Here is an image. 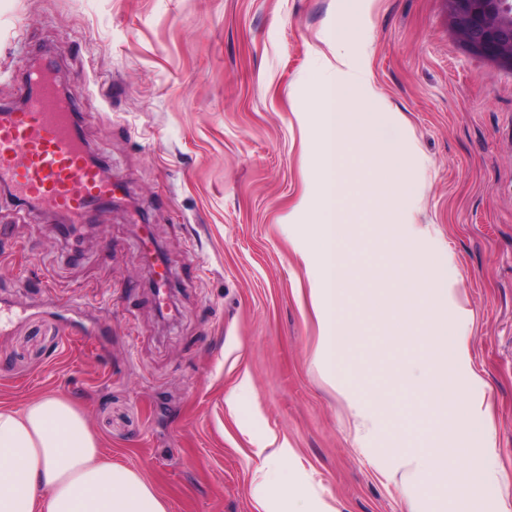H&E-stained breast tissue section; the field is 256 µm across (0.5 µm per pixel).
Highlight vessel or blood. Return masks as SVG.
Returning a JSON list of instances; mask_svg holds the SVG:
<instances>
[{"label":"vessel or blood","mask_w":512,"mask_h":512,"mask_svg":"<svg viewBox=\"0 0 512 512\" xmlns=\"http://www.w3.org/2000/svg\"><path fill=\"white\" fill-rule=\"evenodd\" d=\"M77 93L59 92L52 61L30 69L20 101L0 106V187L22 206L77 229L121 192L77 130Z\"/></svg>","instance_id":"b4317fda"}]
</instances>
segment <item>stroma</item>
<instances>
[{"mask_svg": "<svg viewBox=\"0 0 512 512\" xmlns=\"http://www.w3.org/2000/svg\"><path fill=\"white\" fill-rule=\"evenodd\" d=\"M367 67L382 124L355 142V253L344 320L358 341L328 366L304 253L324 56ZM89 80L83 138L121 178L119 206L58 238L53 217L0 190V407L52 392L106 458L169 512H502L512 506V67L473 53L448 0H0V103L33 60ZM412 183L405 223L369 183L383 142ZM171 271L161 314L131 212ZM430 256L439 325L467 343L396 335L394 242ZM447 401L424 393L429 373ZM491 407V426L477 411ZM287 439V465L256 450ZM459 448L439 492L414 457ZM508 480L465 491L474 464Z\"/></svg>", "mask_w": 512, "mask_h": 512, "instance_id": "stroma-1", "label": "stroma"}]
</instances>
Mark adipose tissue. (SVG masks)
I'll list each match as a JSON object with an SVG mask.
<instances>
[{
    "instance_id": "ef3b65f1",
    "label": "adipose tissue",
    "mask_w": 512,
    "mask_h": 512,
    "mask_svg": "<svg viewBox=\"0 0 512 512\" xmlns=\"http://www.w3.org/2000/svg\"><path fill=\"white\" fill-rule=\"evenodd\" d=\"M416 319L431 307L415 295L435 287L433 262L421 252L393 271ZM141 473L105 461L85 416L69 401L43 393L22 409L0 408V512H168Z\"/></svg>"
}]
</instances>
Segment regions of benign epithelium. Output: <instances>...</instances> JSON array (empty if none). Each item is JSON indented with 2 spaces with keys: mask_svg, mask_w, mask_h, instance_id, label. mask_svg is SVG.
I'll return each mask as SVG.
<instances>
[{
  "mask_svg": "<svg viewBox=\"0 0 512 512\" xmlns=\"http://www.w3.org/2000/svg\"><path fill=\"white\" fill-rule=\"evenodd\" d=\"M458 35L473 52L512 67V0H448Z\"/></svg>",
  "mask_w": 512,
  "mask_h": 512,
  "instance_id": "benign-epithelium-1",
  "label": "benign epithelium"
}]
</instances>
